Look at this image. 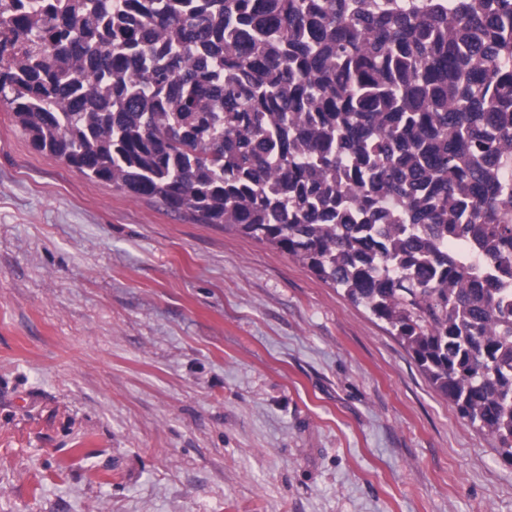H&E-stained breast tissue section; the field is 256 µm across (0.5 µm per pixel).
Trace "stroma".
Wrapping results in <instances>:
<instances>
[{"instance_id":"1","label":"stroma","mask_w":512,"mask_h":512,"mask_svg":"<svg viewBox=\"0 0 512 512\" xmlns=\"http://www.w3.org/2000/svg\"><path fill=\"white\" fill-rule=\"evenodd\" d=\"M0 512H512V462L341 289L0 106Z\"/></svg>"}]
</instances>
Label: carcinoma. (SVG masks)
Returning <instances> with one entry per match:
<instances>
[{
  "instance_id": "cac0c4a2",
  "label": "carcinoma",
  "mask_w": 512,
  "mask_h": 512,
  "mask_svg": "<svg viewBox=\"0 0 512 512\" xmlns=\"http://www.w3.org/2000/svg\"><path fill=\"white\" fill-rule=\"evenodd\" d=\"M0 103L343 288L512 460V0H0Z\"/></svg>"
}]
</instances>
